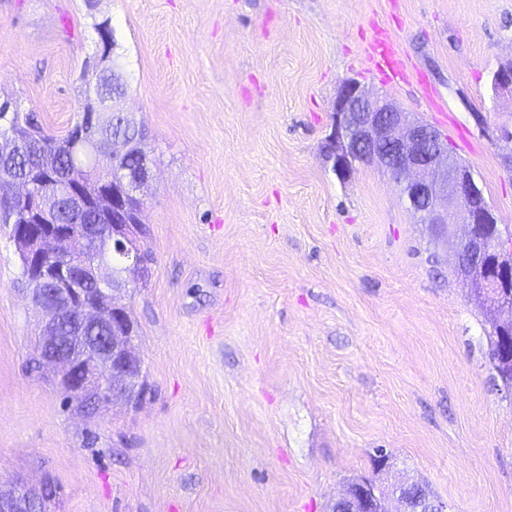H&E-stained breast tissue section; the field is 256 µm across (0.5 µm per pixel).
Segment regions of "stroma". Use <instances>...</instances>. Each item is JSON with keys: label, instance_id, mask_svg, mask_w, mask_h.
<instances>
[{"label": "stroma", "instance_id": "35a3bbf8", "mask_svg": "<svg viewBox=\"0 0 512 512\" xmlns=\"http://www.w3.org/2000/svg\"><path fill=\"white\" fill-rule=\"evenodd\" d=\"M109 21L152 147L150 255L122 297L145 391L93 413L39 368L0 224V493L41 512H331L352 482L512 512L499 319L389 174L324 153L349 79L436 127L512 234V0H0V100L62 135ZM404 56L368 59L375 29ZM389 458L378 473V453ZM371 58L375 68L389 80L395 82L407 80L406 67L384 34L372 44Z\"/></svg>", "mask_w": 512, "mask_h": 512}]
</instances>
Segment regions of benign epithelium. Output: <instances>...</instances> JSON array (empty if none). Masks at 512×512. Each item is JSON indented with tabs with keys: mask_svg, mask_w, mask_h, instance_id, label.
Here are the masks:
<instances>
[{
	"mask_svg": "<svg viewBox=\"0 0 512 512\" xmlns=\"http://www.w3.org/2000/svg\"><path fill=\"white\" fill-rule=\"evenodd\" d=\"M97 65L103 89L85 111L88 124L77 137L118 157L132 144L108 134L111 118L123 112L117 99L104 93L113 79L103 66L111 54L108 25L100 32ZM325 152L332 170L341 179L350 176L357 163L384 169L397 182L401 195L437 235L453 233L459 240L456 269L463 283L476 281L473 295L497 310L512 312V242L503 239L495 214L475 182L469 167L448 150V141L428 124L397 108L387 97L376 94L359 81L342 83L336 96L332 132ZM151 170L135 174L107 169L94 180L84 165L76 163L63 175L65 202L75 220L83 213L98 210L103 222L90 236H77L72 226L58 222L59 198L34 195L35 174L14 177L0 196V215L9 216L12 238L29 261L30 277L46 284L32 289L35 305L43 312L39 338L44 364L57 371L58 384L68 398L78 402L107 403L115 398L131 402L137 394L141 360L131 342L134 330L119 293L112 268L98 260L63 262L59 256L75 253L88 243L103 242L124 253L131 243L126 225L113 224L110 216L124 212L128 223H141V190L149 183ZM80 327H103L107 335L98 341L89 336H72L60 349L59 330L66 321ZM498 342L493 353L499 360L512 361V316L496 324ZM405 481L379 488L370 480L349 485L336 499L334 512H448V504L435 499L411 505L402 493ZM29 497L0 496V512H34Z\"/></svg>",
	"mask_w": 512,
	"mask_h": 512,
	"instance_id": "benign-epithelium-1",
	"label": "benign epithelium"
}]
</instances>
